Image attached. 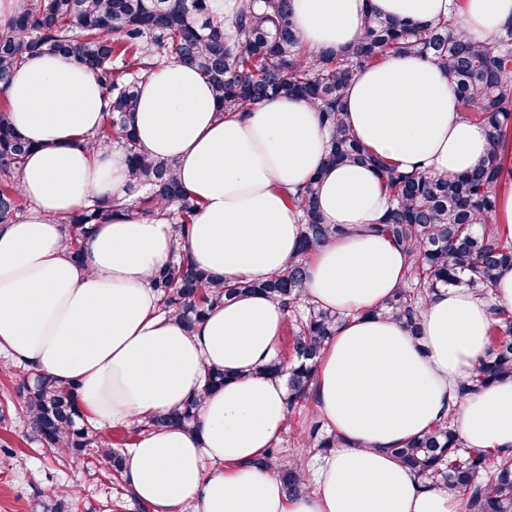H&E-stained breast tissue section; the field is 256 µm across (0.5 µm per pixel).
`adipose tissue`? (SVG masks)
<instances>
[{
    "mask_svg": "<svg viewBox=\"0 0 512 512\" xmlns=\"http://www.w3.org/2000/svg\"><path fill=\"white\" fill-rule=\"evenodd\" d=\"M370 8L396 20L453 14L474 40L512 21V0H292L302 41L316 52L351 50ZM0 98L32 146L19 179L31 207L0 224V350L77 383L99 428L198 398V433L144 431L124 462L122 481L149 512L188 503L195 512H461L458 492L422 480L391 453L448 417L465 447L512 456V378L461 392L486 353L493 308L512 311V266L500 269L486 298L464 286L434 290L419 336L394 317L370 316L401 287L406 255L372 229L387 207L375 172L322 170L329 134L309 103L273 97L224 118L199 74L166 60L140 85L138 142L148 157L173 164L198 209L180 235L137 214L106 220L76 264L62 245L65 218L96 196L130 199L121 148L87 145L103 122L105 91L75 58L46 53L19 65ZM345 110L356 138L404 171L452 178L487 155L483 124L460 111L443 71L419 54H392L358 72ZM316 172L325 223L348 229L315 251L306 282L314 304L344 315L313 392L339 442L309 470L313 493L291 497L276 473L252 466L287 422L283 381L255 372L276 357L287 310L245 294L189 332L160 310L150 279L177 248L227 283L278 272L301 229L288 198ZM213 367L234 378L208 393Z\"/></svg>",
    "mask_w": 512,
    "mask_h": 512,
    "instance_id": "adipose-tissue-1",
    "label": "adipose tissue"
}]
</instances>
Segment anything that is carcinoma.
Instances as JSON below:
<instances>
[{
	"label": "carcinoma",
	"instance_id": "carcinoma-1",
	"mask_svg": "<svg viewBox=\"0 0 512 512\" xmlns=\"http://www.w3.org/2000/svg\"><path fill=\"white\" fill-rule=\"evenodd\" d=\"M356 47L341 54H312L302 47L291 0H243L231 24L209 17L207 0H31L0 32V82L33 53L63 54L92 69L109 99L103 125L88 138L96 148L118 144L126 154L130 188L139 193L136 213L169 222L190 223L197 202L175 175L173 165L148 158L134 127L138 85L158 62L175 58L195 68L208 82L221 114L249 112L276 96H296L313 105L330 132L324 166L359 164L376 169L388 196V209L376 230L403 247L408 255L406 280L374 315L393 316L414 336L421 311L436 288L464 285L488 292L496 272L512 265V241L495 224L494 187L512 174V21L486 41H475L456 29L455 16L437 21H397L371 11L364 18ZM392 53L431 58L446 74L461 111L482 123L488 151L476 168L455 178L398 171L369 151L342 118L344 93L357 72ZM10 105L0 103V224L19 214L22 194L18 173L31 146L9 120ZM320 173L306 190L289 197L301 217L297 258L265 280L216 284L203 270L178 255L151 278L161 310L179 317L192 331L212 307L243 293L263 294L290 311L292 356H277L256 373L287 379L288 412L312 401L319 358L336 335L337 312L321 309L305 295L307 258L323 243L346 234L342 224H325L318 206ZM119 212L97 200L65 221L69 257L79 263L82 244L92 226ZM512 377V312L494 310L489 346L463 390L472 391ZM232 378L220 368L207 372L205 391H216ZM30 434L43 447L64 454L74 464L95 455L120 476L123 454L102 441L85 423L78 385H60L28 369L18 385ZM198 400L166 414L152 416L144 427L178 426L196 431ZM311 453L336 447V434L316 417L299 434ZM463 447L448 422L399 448L395 458L421 478L466 495V512H512V457L490 466L488 454ZM254 465L276 471L290 496L309 494L312 484L303 461L278 448Z\"/></svg>",
	"mask_w": 512,
	"mask_h": 512
}]
</instances>
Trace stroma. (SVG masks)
I'll use <instances>...</instances> for the list:
<instances>
[{
    "label": "stroma",
    "instance_id": "obj_1",
    "mask_svg": "<svg viewBox=\"0 0 512 512\" xmlns=\"http://www.w3.org/2000/svg\"><path fill=\"white\" fill-rule=\"evenodd\" d=\"M15 377L0 374V512H46L62 490L77 493L74 512H144L104 463L83 466L47 452L29 436Z\"/></svg>",
    "mask_w": 512,
    "mask_h": 512
}]
</instances>
